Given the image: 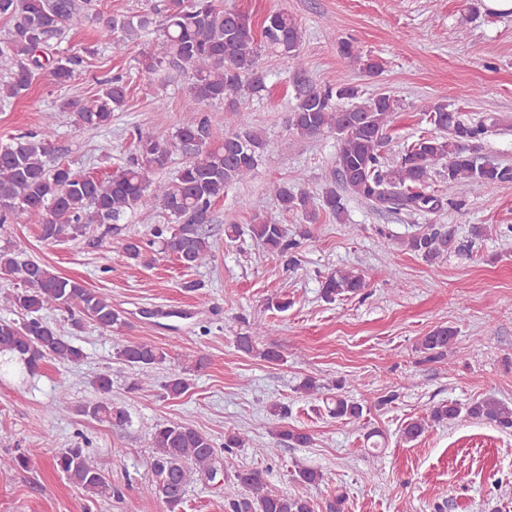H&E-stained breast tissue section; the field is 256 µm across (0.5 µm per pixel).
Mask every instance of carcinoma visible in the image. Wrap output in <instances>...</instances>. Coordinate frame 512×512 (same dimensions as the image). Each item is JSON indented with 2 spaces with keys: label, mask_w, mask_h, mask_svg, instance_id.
<instances>
[{
  "label": "carcinoma",
  "mask_w": 512,
  "mask_h": 512,
  "mask_svg": "<svg viewBox=\"0 0 512 512\" xmlns=\"http://www.w3.org/2000/svg\"><path fill=\"white\" fill-rule=\"evenodd\" d=\"M162 18L160 48L144 49L137 59L138 70L152 75L175 67L188 76L187 111L191 112L169 139L138 135L136 155L126 166L105 179L80 174L70 165H47L55 134L53 115L45 118L38 133H25L0 147V224L26 213L42 215L40 237L44 241L76 239L93 224H114L135 208H159L171 218L169 225H156L151 238L129 239L123 244L126 257L137 265L155 263L154 244L170 254L186 269L208 263L213 244L204 225L210 221L212 204L224 196V189L244 180L258 165L265 140L249 120L243 107L245 95L265 87L266 73L260 67L261 51L269 50L295 66V105L288 117L292 133L306 139L332 133L340 142L333 176L354 197L378 209L435 212L443 200L429 191L436 166L442 177L461 194H474L484 188L512 182V166L474 155L477 144L488 132L481 122H466L455 109L435 103L424 109L427 122L437 133H423L404 145L397 160L388 163L384 149L386 130L398 102L388 93L367 100L359 99L358 88L340 82L318 84L309 78L301 59L302 35L295 20L286 12L268 15L262 25L261 41L255 43L250 18L235 10H220L213 0H155L139 15L117 17L92 12V0H0V19L9 23L0 38V58L11 63L8 80L0 81V101L25 94L39 75L49 77L63 88L76 77L81 58L75 54L50 51V41L59 39L86 23L95 24L99 37L111 49L119 50ZM341 55L352 63H362L370 76L380 74V62L363 58L351 41L339 42ZM128 88L123 77L103 82L99 96L89 105L65 101L62 107L75 112L76 125L87 132L108 126L112 113L125 104ZM356 99L358 104L341 108L338 102ZM219 102L233 116V129L224 138H214L206 108ZM186 158L173 182L150 179L149 173L169 164L173 154ZM274 194L280 208L302 216L306 224L316 223L329 214L342 221L345 197L329 186L315 198L297 187L278 184ZM251 237L262 248L285 259L288 267L299 265V240L288 236L281 224L264 219L250 227ZM410 251L429 264H435L459 249L453 230L431 224L407 241ZM27 245L15 240L0 248V274L23 285L7 298L24 319L0 316V352L9 353L24 368L35 373L47 359L77 363L83 357L80 347L60 335L46 320L48 310L65 312L79 330L90 323L101 332H110L121 323L120 314L109 298L87 288L82 282L58 275L44 263L24 259ZM367 287L364 276L354 271H338L325 278L323 297L359 294ZM455 340V330L439 326L421 337L420 352L429 359H441ZM118 358L132 368L147 369L162 364L166 354L147 342H130L118 350ZM100 393L84 407V413L101 422L121 427L128 420L124 407L112 401L111 379L106 373L96 377ZM190 387L181 373L167 377L162 384L166 396L178 398ZM350 383H336L330 413L357 421L364 405L348 394ZM269 413L277 424L272 434L291 447H307L311 435L288 424V406L273 403ZM474 419L512 430V408L486 398L461 405L442 402L430 410V421L437 424ZM151 468L154 479L143 492L160 499L169 509L185 502L193 475L213 482L218 474L217 460L222 453L245 446L238 432L224 434L218 448L201 432L179 422L156 425L152 434ZM40 449L27 448L0 457V469H27ZM53 467L82 489L89 498L112 496V482L85 449L64 448L53 456ZM293 479L319 491L329 488L328 474L300 468ZM235 484L244 488L227 499L228 512H313L304 495H288L267 488L263 473L246 469L234 474Z\"/></svg>",
  "instance_id": "obj_1"
}]
</instances>
